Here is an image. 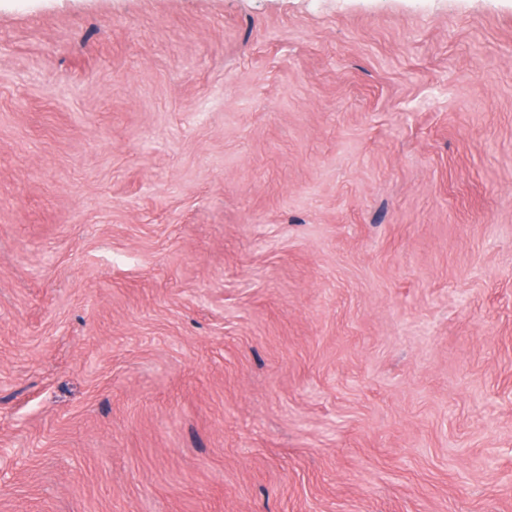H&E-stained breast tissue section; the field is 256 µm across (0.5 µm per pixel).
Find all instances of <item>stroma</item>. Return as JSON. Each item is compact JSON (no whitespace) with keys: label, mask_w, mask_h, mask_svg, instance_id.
Returning a JSON list of instances; mask_svg holds the SVG:
<instances>
[{"label":"stroma","mask_w":512,"mask_h":512,"mask_svg":"<svg viewBox=\"0 0 512 512\" xmlns=\"http://www.w3.org/2000/svg\"><path fill=\"white\" fill-rule=\"evenodd\" d=\"M0 512H512V0H0Z\"/></svg>","instance_id":"35a3bbf8"}]
</instances>
